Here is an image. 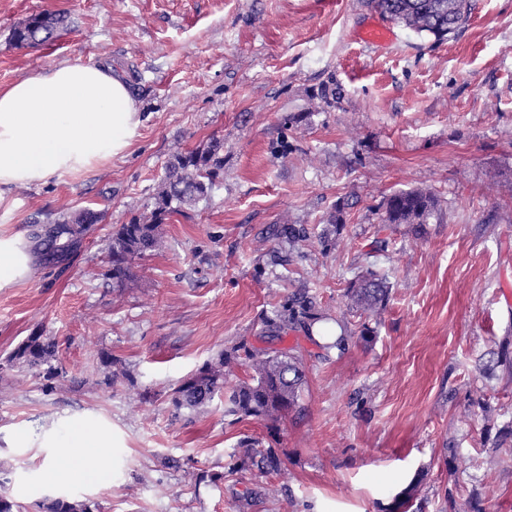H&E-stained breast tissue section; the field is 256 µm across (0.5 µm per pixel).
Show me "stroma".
Segmentation results:
<instances>
[{
	"mask_svg": "<svg viewBox=\"0 0 512 512\" xmlns=\"http://www.w3.org/2000/svg\"><path fill=\"white\" fill-rule=\"evenodd\" d=\"M472 4L443 40L397 24L368 46L366 0H0V86L103 61L144 118L125 157L0 206V231L31 248L26 278L0 288V359L38 333L64 371L0 374V487L21 512L60 495L93 512H394L412 485L410 512H512V0ZM48 12L69 31L16 47L13 28ZM215 139L224 171L208 200L171 216L162 249L116 283L115 227L153 209L173 155ZM411 189L436 199L421 236L381 221L384 199ZM337 207L344 222L321 240ZM82 208L103 220L45 261L36 232ZM283 222L308 230L287 265L269 233ZM368 271L391 296L363 319L344 292ZM300 284L354 333L342 354L288 337L304 416L272 431L219 397L175 410L171 390ZM71 419L111 425L110 482L34 485L45 435ZM247 436L283 452L282 474H231Z\"/></svg>",
	"mask_w": 512,
	"mask_h": 512,
	"instance_id": "1",
	"label": "stroma"
}]
</instances>
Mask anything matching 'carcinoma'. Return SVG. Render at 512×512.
I'll return each mask as SVG.
<instances>
[{
	"mask_svg": "<svg viewBox=\"0 0 512 512\" xmlns=\"http://www.w3.org/2000/svg\"><path fill=\"white\" fill-rule=\"evenodd\" d=\"M368 4L390 21L418 34L431 35L438 41L461 28L471 10L470 0H368ZM66 30L64 15L39 13L14 27L11 41L18 47H36L56 40ZM223 170V144L219 141L174 155L166 165L150 214L134 217L113 231L109 249L112 278L125 279L135 259L158 249L162 245L161 226L167 217L208 200ZM435 207V197L429 191H398L385 198L382 223L425 224ZM101 219L102 213L90 208L63 213L54 220L55 234L42 239V245L62 252ZM273 237L280 246H288L287 254L276 252V257L288 264L296 243L307 237V229L301 224H279L273 230ZM390 293L387 280L368 271L349 283L345 297L349 311L369 317L385 308ZM326 319L327 314L320 309L316 297L306 288L296 289L273 315L261 318L257 339L268 346L257 347L248 339H241L174 388L172 405L178 410L203 407L224 391L227 378L234 369L241 367L247 377L237 381L227 392L224 413L239 420L254 418L270 427L276 426L285 415L301 411L306 373L297 347H276L274 343L284 342L290 334H299L314 343V326ZM56 353L55 340L34 334L0 360V372L40 373L48 381L62 379L63 370L50 366ZM238 447L241 451L234 469L281 473L282 459L276 449L263 448L259 440L249 436L241 439ZM86 506L83 500L56 498L42 504V509L44 512H86Z\"/></svg>",
	"mask_w": 512,
	"mask_h": 512,
	"instance_id": "obj_1",
	"label": "carcinoma"
}]
</instances>
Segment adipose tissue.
<instances>
[{"label": "adipose tissue", "mask_w": 512, "mask_h": 512, "mask_svg": "<svg viewBox=\"0 0 512 512\" xmlns=\"http://www.w3.org/2000/svg\"><path fill=\"white\" fill-rule=\"evenodd\" d=\"M140 125L137 100L108 65L78 58L0 87V204L13 188L88 172L125 155ZM29 271L20 236L0 231V288ZM47 445L51 452L39 469L44 486L78 477L107 484L111 428L74 420Z\"/></svg>", "instance_id": "adipose-tissue-1"}]
</instances>
